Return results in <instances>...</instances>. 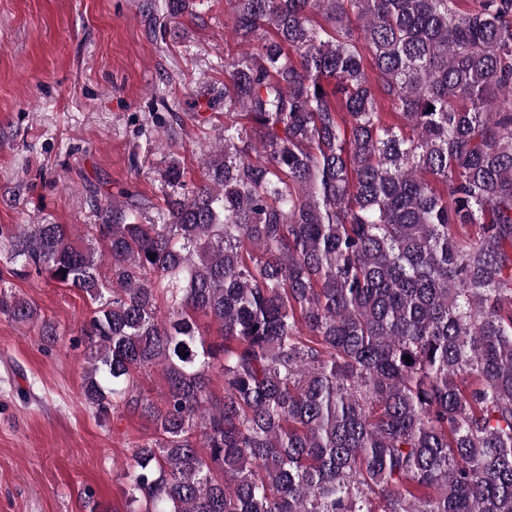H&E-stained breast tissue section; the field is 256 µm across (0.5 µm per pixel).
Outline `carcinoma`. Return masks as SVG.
Here are the masks:
<instances>
[{
  "label": "carcinoma",
  "mask_w": 512,
  "mask_h": 512,
  "mask_svg": "<svg viewBox=\"0 0 512 512\" xmlns=\"http://www.w3.org/2000/svg\"><path fill=\"white\" fill-rule=\"evenodd\" d=\"M225 5L219 148L162 173L167 222L0 232L96 304L86 403L155 426L127 512H512V0ZM138 385L144 395L148 396L156 405L164 403V380L157 368H147L138 373Z\"/></svg>",
  "instance_id": "1"
}]
</instances>
